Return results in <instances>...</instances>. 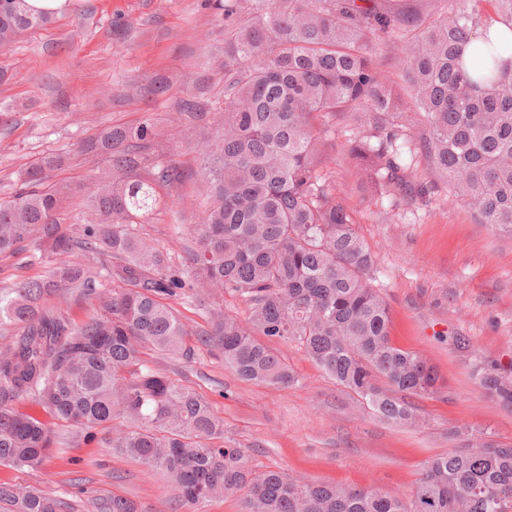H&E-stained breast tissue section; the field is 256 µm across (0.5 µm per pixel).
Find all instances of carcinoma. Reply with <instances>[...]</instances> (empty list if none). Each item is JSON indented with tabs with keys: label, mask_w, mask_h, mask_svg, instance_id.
<instances>
[{
	"label": "carcinoma",
	"mask_w": 512,
	"mask_h": 512,
	"mask_svg": "<svg viewBox=\"0 0 512 512\" xmlns=\"http://www.w3.org/2000/svg\"><path fill=\"white\" fill-rule=\"evenodd\" d=\"M211 6L228 21L224 109L200 152L207 202L186 263L137 229L163 203L159 188L184 179L150 119L82 141L97 165L77 233L59 215L81 186L49 181L62 154L33 161L0 201V255L28 241L60 257L45 276L0 290V325L16 329L0 344V466L35 470L55 446L44 421L14 406L27 397L80 427L85 441L163 472L190 505L242 493L243 512H512L511 443L465 442L428 459L405 497L307 483L255 470L248 449L224 443V419L209 402L144 358L155 350L188 359L194 335L241 380L289 387L298 377L270 342H295L362 407L416 425L408 398L435 394L438 372L392 343L389 305L371 284L374 255L319 169V138L339 114L360 129L348 155L365 191L430 194L435 186L413 182L404 158L421 155L481 223L512 234V44L488 32L493 21L512 28V0H454L437 15L394 13L379 0ZM52 18L12 0L0 11V48ZM383 35L408 39L409 105L425 118L415 140L375 61ZM182 109L181 118L206 116L195 97ZM226 294L248 305L246 318L224 309ZM53 296L88 302L93 313L74 324L49 305ZM172 299L203 306L208 328L190 331ZM475 378L485 396L512 406V374L480 367ZM71 496L0 482V512H71ZM100 512L140 510L114 496Z\"/></svg>",
	"instance_id": "1"
}]
</instances>
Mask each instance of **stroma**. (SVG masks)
I'll return each instance as SVG.
<instances>
[{"mask_svg": "<svg viewBox=\"0 0 512 512\" xmlns=\"http://www.w3.org/2000/svg\"><path fill=\"white\" fill-rule=\"evenodd\" d=\"M205 3L70 0L51 23L0 48V199L13 195L30 161L48 154L68 157L51 181H85L84 139L109 125L152 119L169 159L188 176L139 230L183 262L187 233L202 212L197 147L208 129L178 120L179 105L192 96L213 111L224 105L225 22ZM406 54L403 40L378 42L381 77L401 98ZM158 82L166 89L156 95ZM354 135L345 122L330 123L320 167L375 255L372 285L390 306L393 341L424 356L443 379L439 393L416 398L420 423L398 426L360 408L292 342L277 346L300 377L288 388L241 381L204 350L190 360L153 361L210 401L225 439L248 448L258 469L401 496L411 493L425 461L456 446L452 431L512 443V408L487 398L473 376L480 366L512 367V235L477 223L444 186L414 201L390 192L367 196L346 152ZM52 427L54 456L32 472L0 466V482L51 493L79 482L76 512H96L114 495L134 500L141 512H193L179 507L164 473L86 443L67 423Z\"/></svg>", "mask_w": 512, "mask_h": 512, "instance_id": "stroma-1", "label": "stroma"}]
</instances>
